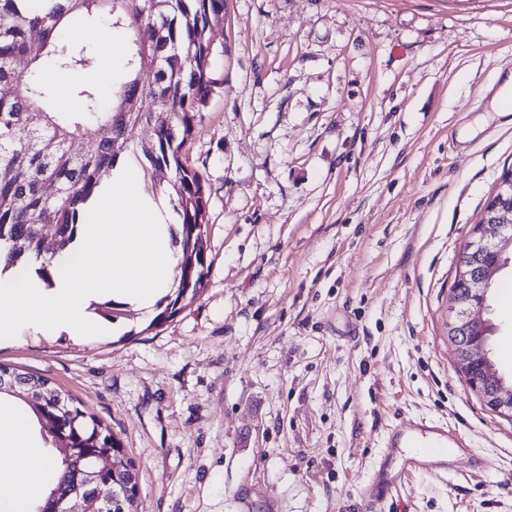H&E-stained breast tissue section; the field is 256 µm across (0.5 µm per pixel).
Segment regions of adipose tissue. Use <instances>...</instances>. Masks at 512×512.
Returning a JSON list of instances; mask_svg holds the SVG:
<instances>
[{
	"label": "adipose tissue",
	"instance_id": "1",
	"mask_svg": "<svg viewBox=\"0 0 512 512\" xmlns=\"http://www.w3.org/2000/svg\"><path fill=\"white\" fill-rule=\"evenodd\" d=\"M93 220L78 230L71 252L78 261L45 284L37 274L15 282L0 271V337L23 324L92 336L107 330L90 309L110 297L143 309L170 288L175 274L171 215L144 193L135 167L119 165L91 202ZM52 460L35 445L27 414L0 402V512H27L43 498Z\"/></svg>",
	"mask_w": 512,
	"mask_h": 512
}]
</instances>
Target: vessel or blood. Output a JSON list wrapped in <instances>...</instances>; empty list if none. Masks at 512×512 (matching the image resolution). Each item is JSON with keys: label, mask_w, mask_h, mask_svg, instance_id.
I'll return each mask as SVG.
<instances>
[{"label": "vessel or blood", "mask_w": 512, "mask_h": 512, "mask_svg": "<svg viewBox=\"0 0 512 512\" xmlns=\"http://www.w3.org/2000/svg\"><path fill=\"white\" fill-rule=\"evenodd\" d=\"M462 465L479 474L491 462L476 453L466 435L447 420L420 415L397 418L386 425L381 450L358 495L369 512H377L392 489L405 486L412 477L445 476Z\"/></svg>", "instance_id": "1"}]
</instances>
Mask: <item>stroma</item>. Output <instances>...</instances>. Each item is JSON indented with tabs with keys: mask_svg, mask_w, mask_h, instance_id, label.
I'll return each mask as SVG.
<instances>
[{
	"mask_svg": "<svg viewBox=\"0 0 512 512\" xmlns=\"http://www.w3.org/2000/svg\"><path fill=\"white\" fill-rule=\"evenodd\" d=\"M220 81L183 149L204 179L208 274L152 325L23 327L0 364L108 426L138 512H364L393 417L448 419L491 459L418 476L379 512H512V418L460 371V256L512 169L491 110L512 0H227ZM484 318L512 346L500 278Z\"/></svg>",
	"mask_w": 512,
	"mask_h": 512,
	"instance_id": "stroma-1",
	"label": "stroma"
}]
</instances>
